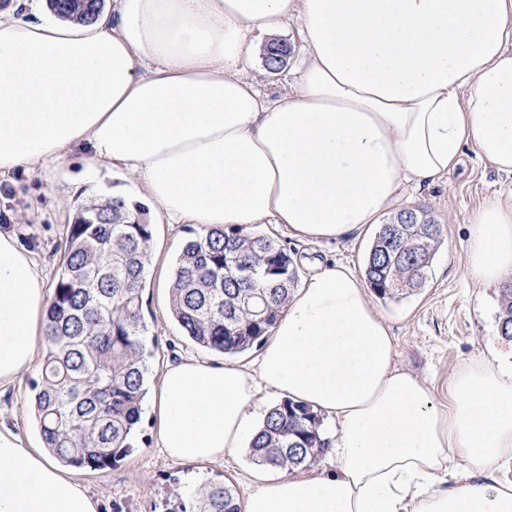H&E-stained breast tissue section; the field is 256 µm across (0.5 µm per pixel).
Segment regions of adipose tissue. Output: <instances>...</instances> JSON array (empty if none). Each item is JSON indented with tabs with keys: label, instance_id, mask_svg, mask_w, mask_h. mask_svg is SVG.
Returning a JSON list of instances; mask_svg holds the SVG:
<instances>
[{
	"label": "adipose tissue",
	"instance_id": "obj_1",
	"mask_svg": "<svg viewBox=\"0 0 512 512\" xmlns=\"http://www.w3.org/2000/svg\"><path fill=\"white\" fill-rule=\"evenodd\" d=\"M63 24L36 0L0 12V173L63 159L119 166L171 224L268 222L331 244L377 224L406 186L447 180L466 152L512 174V0H114ZM298 20L288 93L242 74L260 35ZM480 284L512 276V188L468 226ZM45 284L0 231V388L31 366ZM363 280L327 262L304 279L256 368L188 356L154 392L158 451L183 464L249 447L265 396L334 424L335 467L280 474L244 512H512L490 473L512 458V360L455 371L439 407L395 365ZM470 476L448 484L452 457ZM0 512H103L45 449L0 424Z\"/></svg>",
	"mask_w": 512,
	"mask_h": 512
}]
</instances>
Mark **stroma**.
Masks as SVG:
<instances>
[{
    "instance_id": "stroma-1",
    "label": "stroma",
    "mask_w": 512,
    "mask_h": 512,
    "mask_svg": "<svg viewBox=\"0 0 512 512\" xmlns=\"http://www.w3.org/2000/svg\"><path fill=\"white\" fill-rule=\"evenodd\" d=\"M511 187L512 177L497 174L489 163L470 154L448 182L406 191L399 200L403 207L429 209L443 224L445 241L425 288L398 301H380L379 308L396 338L397 366L424 380L443 408L449 402L448 382L459 366L478 355L512 347V340L498 332V287L476 283L466 257L467 228L473 215L486 200ZM131 190L122 171L107 164L89 166L85 154L77 151L56 164H38L0 176V230L16 236L51 284L71 217L69 200ZM375 233L371 227L332 245L303 243L284 233L278 239L293 252L301 275L328 260L359 273ZM186 235L185 225L162 220L151 244L143 307L147 335L156 343L148 379L152 389L159 385L167 362L178 356L224 359L223 354L192 343L169 315L172 265ZM40 368V363H33L16 387L0 394V415L34 437L39 431L31 419L29 402ZM75 475L91 493L103 495L106 512H194V493L204 485L225 483L242 501L273 473L253 464L245 448L224 462L205 466L170 460L154 446L151 414L146 411L130 455L102 469L76 470Z\"/></svg>"
}]
</instances>
